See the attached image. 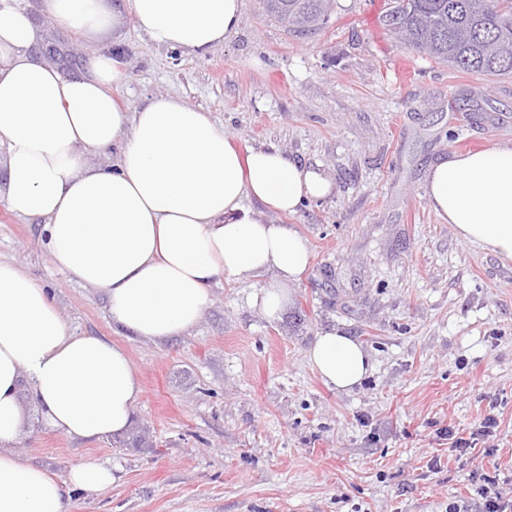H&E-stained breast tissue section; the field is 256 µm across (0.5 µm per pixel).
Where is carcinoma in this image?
Returning <instances> with one entry per match:
<instances>
[{
  "label": "carcinoma",
  "instance_id": "cac0c4a2",
  "mask_svg": "<svg viewBox=\"0 0 512 512\" xmlns=\"http://www.w3.org/2000/svg\"><path fill=\"white\" fill-rule=\"evenodd\" d=\"M288 32L327 24L333 0H263ZM382 28L397 42L449 67L512 75V0H385Z\"/></svg>",
  "mask_w": 512,
  "mask_h": 512
}]
</instances>
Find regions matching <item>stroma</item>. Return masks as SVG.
I'll return each instance as SVG.
<instances>
[{"instance_id":"1","label":"stroma","mask_w":512,"mask_h":512,"mask_svg":"<svg viewBox=\"0 0 512 512\" xmlns=\"http://www.w3.org/2000/svg\"><path fill=\"white\" fill-rule=\"evenodd\" d=\"M45 38L40 55L68 75L93 53L23 0ZM384 0H336L327 24L298 38L245 0L240 26L203 56L155 44L134 20L105 43L134 108L171 94L210 112L241 149L277 148L321 166L336 193L292 215L311 260L280 316L254 299L267 284L224 278L188 335L117 333L107 301L72 281L45 248L41 220L0 200V260L50 291L78 335L123 345L142 377L127 435L72 441L30 411L14 451L57 479L90 457L112 469L98 496L69 512H448L472 506L476 467L512 474V262L461 240L424 196L429 166L512 140V78L446 65L397 44ZM366 349L353 389L324 383L308 361L329 329ZM495 411L493 456L456 459L436 431L465 433Z\"/></svg>"}]
</instances>
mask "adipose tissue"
<instances>
[{
    "mask_svg": "<svg viewBox=\"0 0 512 512\" xmlns=\"http://www.w3.org/2000/svg\"><path fill=\"white\" fill-rule=\"evenodd\" d=\"M42 0L53 21L102 43L125 18L156 44L192 54L235 33L244 0ZM44 30L16 0H0V197L18 217L43 222L45 247L71 280L98 289L113 324L163 340L193 329L222 278L271 273L256 304L277 317L286 283L310 262L308 240L246 207L295 213L330 197L321 169L279 150H241L208 112L173 95L118 103L121 78L108 53L70 76L35 49ZM115 149L112 163L91 155ZM424 194L458 236L512 261V140L450 153L431 165ZM326 384L348 389L369 371L363 347L322 333L308 353ZM29 392L42 420L67 438L97 441L125 432L143 392L126 350L72 334L46 288L0 261V512H68L67 496L107 490L112 472L84 460L67 484L14 450L28 419Z\"/></svg>",
    "mask_w": 512,
    "mask_h": 512,
    "instance_id": "ef3b65f1",
    "label": "adipose tissue"
}]
</instances>
